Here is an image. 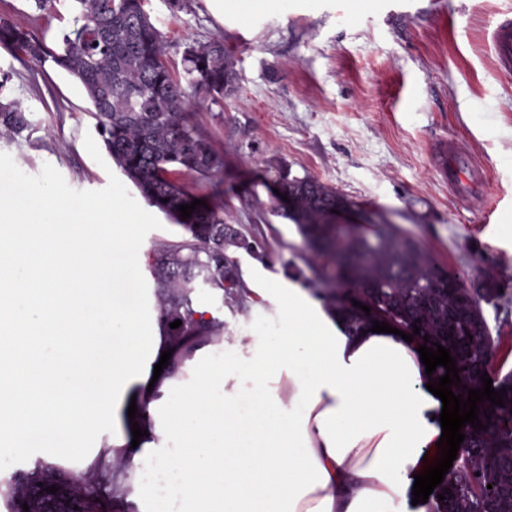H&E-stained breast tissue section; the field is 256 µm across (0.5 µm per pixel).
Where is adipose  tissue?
<instances>
[{
	"label": "adipose tissue",
	"mask_w": 512,
	"mask_h": 512,
	"mask_svg": "<svg viewBox=\"0 0 512 512\" xmlns=\"http://www.w3.org/2000/svg\"><path fill=\"white\" fill-rule=\"evenodd\" d=\"M53 207L0 198V447L9 455L83 454L86 433L114 424L136 396L152 428L135 471H175L179 512H406L442 434V402L414 343L349 335L308 290L264 288L287 336L238 361L198 349L173 406L168 387L149 386L160 335H143L136 304L107 289L117 268H137L145 242L104 213L50 223ZM239 375L254 403L245 416L227 388ZM287 404L303 410L282 416Z\"/></svg>",
	"instance_id": "obj_1"
}]
</instances>
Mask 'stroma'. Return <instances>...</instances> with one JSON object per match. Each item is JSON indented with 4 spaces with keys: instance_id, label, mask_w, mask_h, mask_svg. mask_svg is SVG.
Listing matches in <instances>:
<instances>
[{
    "instance_id": "1",
    "label": "stroma",
    "mask_w": 512,
    "mask_h": 512,
    "mask_svg": "<svg viewBox=\"0 0 512 512\" xmlns=\"http://www.w3.org/2000/svg\"><path fill=\"white\" fill-rule=\"evenodd\" d=\"M512 0H237L217 23L207 0L172 11L145 9L181 71L190 43L220 37L240 75L235 95L193 99L194 121L224 157V221L263 242V255L235 251L243 287L233 298L196 291L224 325L216 350H258L287 333L260 288L294 285L318 294L295 224L275 216L262 183L267 159L311 176L358 202L353 232L397 225L468 288L494 278L502 293L482 306L491 334L510 349L512 371V74L496 72L489 35ZM0 19L54 37L72 16L66 0L33 14L28 0H0ZM0 44V70L27 111L21 135H0V196L26 203L51 195L54 224H81L105 207L133 219L147 244L118 274L119 301H134L145 331L158 325L150 267L185 233L151 207L115 166L88 113L79 82L52 63H21ZM463 147L479 177L460 191L448 182L449 142Z\"/></svg>"
}]
</instances>
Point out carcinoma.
<instances>
[{
  "mask_svg": "<svg viewBox=\"0 0 512 512\" xmlns=\"http://www.w3.org/2000/svg\"><path fill=\"white\" fill-rule=\"evenodd\" d=\"M72 25L53 42L30 30L0 22V43L19 51L32 63L52 62L78 80L91 105L90 114L108 155L142 197L187 237L163 247L152 265L153 288L162 301L161 324L172 348L190 340H208L223 332L222 323L205 319L193 299L201 282L214 294H234L237 282L224 277V254L260 244L224 223V210L212 202L198 206L188 219L179 205L197 195L179 180L182 174L210 179L224 167L210 137L191 119L189 101L203 96L214 102L238 90V73L224 40L189 44L182 54V75L175 76L165 59L162 33L144 10L143 0H68ZM9 73L0 74V131L17 136L29 127L25 110L6 99ZM271 212L296 225L304 239L306 262L317 271L331 309L356 334L386 322L418 344L439 343L450 350L459 371L473 370L486 342L500 344L488 326L477 324L478 298L499 297L494 280L479 290L460 287L458 279L437 266L399 228L386 224L371 237L356 236L339 244L328 228L329 210L336 203H357L310 176L292 174L274 157L266 160ZM277 186L280 194L272 191ZM289 198L283 204L282 196ZM370 307L365 313L353 302ZM182 325L172 329L170 323ZM420 333H413V326ZM430 336L424 342V336ZM506 389L505 406H479L487 430H470L453 468L434 494L435 512H512V498L486 499L472 493L481 482L496 485L512 471V378L496 382ZM491 411V417L484 410ZM69 456L36 459L30 475H52L80 486L86 476L68 467ZM19 494L17 473L0 476V509L15 512ZM85 512H112V499H100L89 488Z\"/></svg>",
  "mask_w": 512,
  "mask_h": 512,
  "instance_id": "cac0c4a2",
  "label": "carcinoma"
}]
</instances>
